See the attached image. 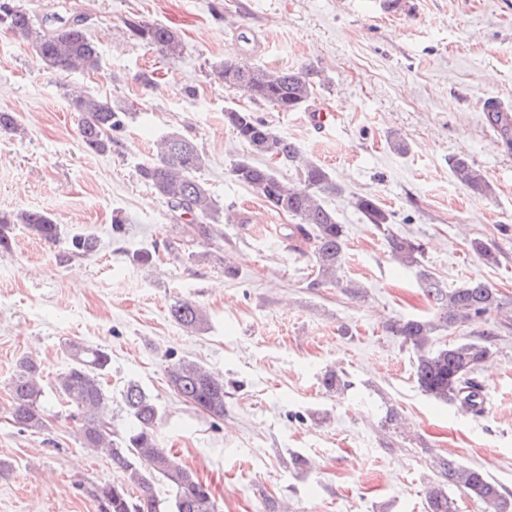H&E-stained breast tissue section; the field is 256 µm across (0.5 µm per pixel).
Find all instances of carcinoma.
<instances>
[{"label": "carcinoma", "mask_w": 512, "mask_h": 512, "mask_svg": "<svg viewBox=\"0 0 512 512\" xmlns=\"http://www.w3.org/2000/svg\"><path fill=\"white\" fill-rule=\"evenodd\" d=\"M38 20L15 0H0V31L28 41L42 57L46 66L67 73L97 72L102 68V55L92 42L81 20L52 17ZM133 37L148 46L174 55L181 41L175 33L147 21L132 22ZM217 79L234 89L245 91L250 98L279 112H296L313 97L318 71L305 65L297 69L272 72L246 60H224L213 66ZM78 114V133L84 148L105 154L116 143L115 134L125 125L128 113L112 105L108 98L75 94L70 99ZM483 118L499 140L512 150V125L501 121L500 113L485 112ZM224 120L238 137L247 142L253 153L293 167L296 180L284 183L274 167L258 165L252 157L234 161L231 173L235 180L256 190L276 212L297 220L294 229L311 245L316 277L311 288L338 285L344 254L345 231L336 213L325 198L341 192V187L328 170L306 157L292 140L275 132L267 123L246 109L230 108ZM21 132L14 112L0 111V133ZM455 179L483 196L494 194V187L483 171L466 154L448 159ZM204 167L203 155L192 140L179 132H170L156 144L153 156L138 165L141 180L149 184L179 217L201 226L218 221L216 202L195 173ZM355 208L369 223L385 232L389 252L404 266L420 265L422 245L406 237L388 232L390 215L379 203L358 197ZM24 225L40 239L55 243L60 240V225L43 211L0 213V249L12 245L13 231ZM95 239L77 235L69 249L76 255L93 250ZM471 249L484 262L498 263L496 250L487 242L474 239ZM419 285L433 300L430 317H412L388 325V332L411 347L415 356V378L424 394L457 405L466 413L478 416L483 412V386L475 373L494 353L498 336L496 317L503 304L498 292L489 283L471 280L457 288H445L428 271H418ZM171 319L186 329H198L206 321L203 309L191 300H178L169 308ZM465 324H483L482 334L475 340H464L431 347V336L437 330L454 329ZM71 363L59 375L54 390L71 408L69 417L79 425L83 448L109 457L112 467L125 479L117 483L91 484L85 488L98 507V512H219L216 498L206 483L192 471L173 464L170 450L157 433L161 418L155 399L139 384L130 382L121 393L131 424L124 430L112 425V396L105 382L111 364L110 353L101 347L67 342ZM174 392L194 408L216 418L224 417V376L193 360L180 359L169 370ZM10 420L21 431L40 433L46 429L45 395L39 364L31 357L19 359L9 383ZM438 479L427 489L428 512H455L448 489L462 490L481 506V512H512V497L485 470L452 458L440 457L435 462ZM163 484L171 496L161 498L155 487Z\"/></svg>", "instance_id": "1"}]
</instances>
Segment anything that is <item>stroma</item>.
Returning a JSON list of instances; mask_svg holds the SVG:
<instances>
[{
	"mask_svg": "<svg viewBox=\"0 0 512 512\" xmlns=\"http://www.w3.org/2000/svg\"><path fill=\"white\" fill-rule=\"evenodd\" d=\"M37 16L82 17L103 67L61 74L36 65L32 46L0 32V111L17 113L21 136H0V212L50 213L64 240L51 245L16 227L0 251V512H97L80 484L117 482L121 471L90 454L52 386L66 370L64 344L108 348L112 423L130 420L131 381L155 397L159 434L181 466L208 482L221 512H425L435 461L482 467L512 493V152L482 121L486 99L512 108V0H21ZM171 29L179 55L134 38L129 22ZM270 70L306 64L321 73L306 110L279 112L227 89L212 70L227 58ZM111 99L128 113L111 152H87L69 92ZM244 108L329 170L328 197L346 232L345 280L360 292L311 287L309 243L293 220L235 182L248 153L224 121ZM330 119L324 130L306 111ZM176 130L206 158L198 176L220 211L207 233L184 224L143 182L138 163ZM403 138L407 154L396 153ZM464 153L495 187L460 185L449 157ZM375 199L390 230L419 241L417 267L390 256L382 232L355 208ZM122 216V230L112 219ZM100 244L71 255L67 240ZM491 244L496 265L470 249ZM155 251L152 264L132 257ZM426 269L443 286L490 283L507 316L493 359L477 377L485 411L464 414L422 393L414 355L387 333L428 314ZM189 299L207 321L190 331L169 316ZM34 357L48 388L45 431L15 428L5 410L16 362ZM189 358L224 376L223 418L184 403L168 385ZM349 383L331 392L326 371ZM405 425H387L388 410ZM310 462L295 470L290 458Z\"/></svg>",
	"mask_w": 512,
	"mask_h": 512,
	"instance_id": "stroma-1",
	"label": "stroma"
}]
</instances>
